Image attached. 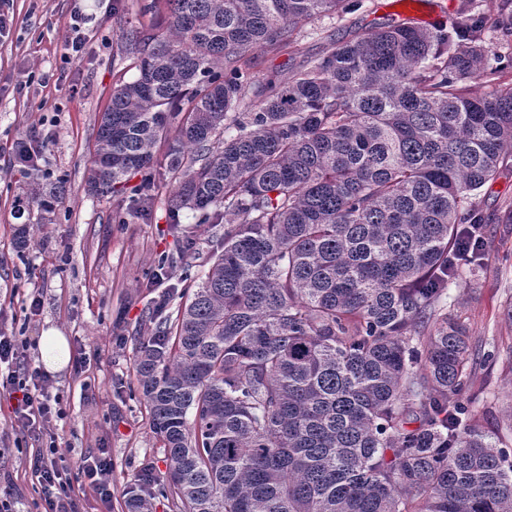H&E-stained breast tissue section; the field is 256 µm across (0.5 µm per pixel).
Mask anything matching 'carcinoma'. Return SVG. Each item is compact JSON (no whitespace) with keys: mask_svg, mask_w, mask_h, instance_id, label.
<instances>
[{"mask_svg":"<svg viewBox=\"0 0 512 512\" xmlns=\"http://www.w3.org/2000/svg\"><path fill=\"white\" fill-rule=\"evenodd\" d=\"M355 0H151L121 52L87 173L92 196L227 224L224 248L134 361L177 512H512L508 452L453 396L469 370L448 280L479 238L473 199L512 157V87L474 18L331 40L264 82L256 46L295 51ZM64 180L36 184L50 213ZM147 473L129 512H147Z\"/></svg>","mask_w":512,"mask_h":512,"instance_id":"obj_1","label":"carcinoma"}]
</instances>
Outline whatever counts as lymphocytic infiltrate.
Masks as SVG:
<instances>
[{"label":"lymphocytic infiltrate","mask_w":512,"mask_h":512,"mask_svg":"<svg viewBox=\"0 0 512 512\" xmlns=\"http://www.w3.org/2000/svg\"><path fill=\"white\" fill-rule=\"evenodd\" d=\"M0 392L13 403L19 431L39 444L32 458L31 473L44 502L43 512H76L70 474L61 464L56 443L46 438L48 424L62 415L59 397L28 358L24 344L2 332Z\"/></svg>","instance_id":"lymphocytic-infiltrate-1"}]
</instances>
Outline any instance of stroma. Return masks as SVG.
<instances>
[{"label": "stroma", "instance_id": "35a3bbf8", "mask_svg": "<svg viewBox=\"0 0 512 512\" xmlns=\"http://www.w3.org/2000/svg\"><path fill=\"white\" fill-rule=\"evenodd\" d=\"M387 0H360L343 17H326L308 27L296 52L254 48L252 72L264 79L287 72L319 55L327 37L348 40L391 24ZM446 22L470 7L483 21L488 64L500 68L501 86H512V13L503 0H438ZM13 19L0 38V331L19 336L27 354L39 361V338L54 327L66 336L72 357L85 358L82 370L67 366L51 374L62 419L53 421L55 438L71 473L77 512H127L126 499L143 469L157 482L167 477L165 455L150 427L138 393L135 354L153 327L158 298L164 314L182 305V281L199 282L224 237L220 224L197 223L185 210L170 223L167 199L175 181H157L147 206L127 196L93 197L85 191L86 169L112 85L129 73L117 47L125 23H142L135 0H0ZM88 16L80 59L63 57L62 39L74 15ZM45 73L55 82L42 83ZM78 94H71L70 86ZM29 140L39 150L38 168L16 163L12 146ZM64 178L66 192L50 215L29 206L33 180ZM485 216V244L461 262L448 285L447 304L465 323L474 360L462 399L475 427L512 453V168L503 170L479 197ZM32 239L18 250L16 233ZM192 243L191 271L169 268L155 275L159 260ZM41 305L30 310L31 292ZM36 443L14 426L10 403L0 398V484L9 486L18 512H41L31 480ZM104 448L112 462V497L102 500L80 474L83 457Z\"/></svg>", "mask_w": 512, "mask_h": 512}]
</instances>
